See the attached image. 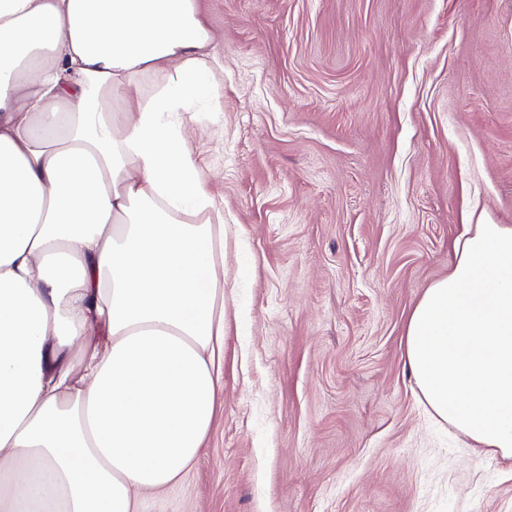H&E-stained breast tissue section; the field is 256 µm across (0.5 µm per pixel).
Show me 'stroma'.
Masks as SVG:
<instances>
[{
    "mask_svg": "<svg viewBox=\"0 0 512 512\" xmlns=\"http://www.w3.org/2000/svg\"><path fill=\"white\" fill-rule=\"evenodd\" d=\"M223 79L188 145L228 226L221 397L139 512H512L436 417L414 306L512 225V0H199Z\"/></svg>",
    "mask_w": 512,
    "mask_h": 512,
    "instance_id": "35a3bbf8",
    "label": "stroma"
}]
</instances>
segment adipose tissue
Wrapping results in <instances>:
<instances>
[{"label": "adipose tissue", "mask_w": 512, "mask_h": 512, "mask_svg": "<svg viewBox=\"0 0 512 512\" xmlns=\"http://www.w3.org/2000/svg\"><path fill=\"white\" fill-rule=\"evenodd\" d=\"M216 39L198 0H0V512H138L209 430L223 213L184 115ZM405 348L435 415L512 459L511 225L457 245Z\"/></svg>", "instance_id": "1"}]
</instances>
